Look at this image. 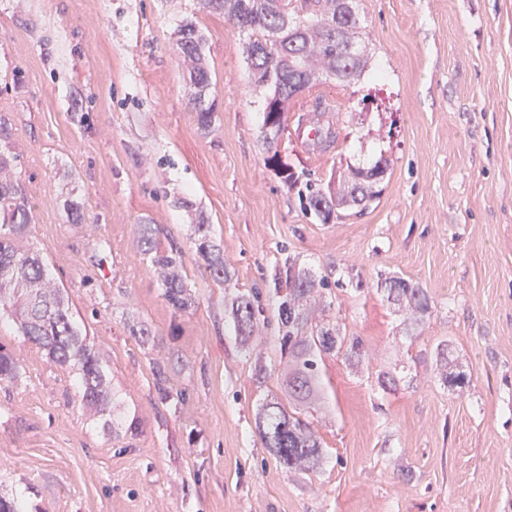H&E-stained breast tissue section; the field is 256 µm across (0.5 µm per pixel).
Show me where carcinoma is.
<instances>
[{
	"mask_svg": "<svg viewBox=\"0 0 512 512\" xmlns=\"http://www.w3.org/2000/svg\"><path fill=\"white\" fill-rule=\"evenodd\" d=\"M210 13L224 15L231 24L248 34L245 47L257 82L268 86L263 120L264 140L273 154L268 162L290 183L293 173L282 160L277 138L285 121V108L291 95L289 86L306 72L333 75L339 81L361 76L366 60L358 43L357 23L344 29L336 39V0H302L293 11L299 28L291 33L281 27L288 14L287 0H200ZM281 39L282 50L264 53L274 38ZM203 40L193 23L181 26L177 51L189 64V84L197 124L209 128L215 120L212 106L205 104L210 93L211 76L202 53ZM20 155L13 151L12 127L0 117V315L6 313L22 334L43 349L50 363L75 375L81 402L104 412L112 409V424L121 423L116 392L111 388L110 369L73 316L62 289L48 286L43 256L23 249L19 240L28 232L32 205L18 175ZM386 161L379 159L368 168L348 169L330 175L328 181L307 179L299 197L304 210L323 222L338 217V210L365 206L377 194L376 185L386 173ZM194 240L201 259L218 283L230 284L233 274L224 264L223 251L211 238L210 225H194ZM146 253L158 272L163 296L176 312H185L193 304L191 293L179 273L178 251L158 249L152 240L150 225H144ZM271 298L277 307L280 352L288 358V372L282 385L288 398L308 405L320 392L319 362L336 351L341 329L325 321L323 298L331 282L316 279L312 272L287 257L275 268ZM387 299L407 315L411 324H420L431 312L429 298L418 285L398 276L384 280ZM261 293L238 291L228 298L225 312L235 338L246 343L258 329ZM19 367L0 347V378L15 379ZM157 397L161 402H179L181 395L167 386L166 366H153ZM256 428L266 448L286 468L306 471L314 468L322 454V443L310 425L289 412L278 399L261 404L255 418Z\"/></svg>",
	"mask_w": 512,
	"mask_h": 512,
	"instance_id": "cac0c4a2",
	"label": "carcinoma"
}]
</instances>
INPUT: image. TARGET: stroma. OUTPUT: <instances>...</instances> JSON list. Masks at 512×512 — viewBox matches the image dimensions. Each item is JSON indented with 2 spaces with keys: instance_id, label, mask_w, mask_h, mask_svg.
I'll return each instance as SVG.
<instances>
[{
  "instance_id": "1",
  "label": "stroma",
  "mask_w": 512,
  "mask_h": 512,
  "mask_svg": "<svg viewBox=\"0 0 512 512\" xmlns=\"http://www.w3.org/2000/svg\"><path fill=\"white\" fill-rule=\"evenodd\" d=\"M353 7L365 71L292 98L278 139L302 181L387 159L379 197L325 224L267 163L265 91L223 15L197 0H0V115L33 206L22 246L66 289L124 419L105 427L74 376L0 320L20 369L0 380V496H22L27 512H512V0ZM188 21L211 71L205 131L175 53ZM319 101L337 132L325 150L299 125ZM146 224L157 247L181 250L186 312L162 296ZM197 224L210 225L230 286L199 257ZM289 255L332 281L327 316L367 351L321 362L323 399L302 416L324 457L306 473L280 465L255 427L287 370L271 300L248 346L224 317L228 292L267 291ZM390 276L426 291L420 328L379 290ZM134 324L149 337L133 338ZM442 342L464 377L454 391ZM158 361L178 405L155 395ZM383 373L396 384L382 387Z\"/></svg>"
}]
</instances>
